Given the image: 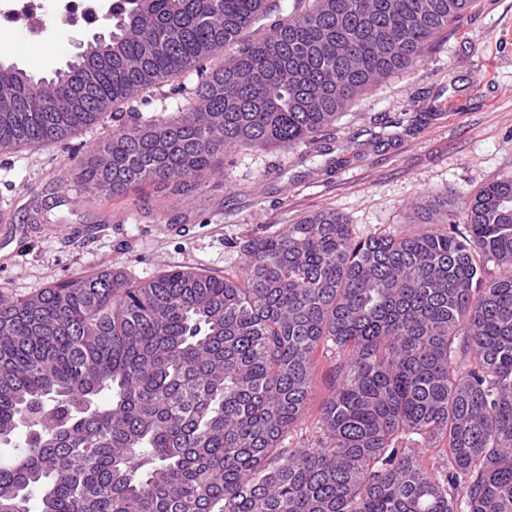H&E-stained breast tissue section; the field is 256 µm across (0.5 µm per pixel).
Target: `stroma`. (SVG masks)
<instances>
[{
    "mask_svg": "<svg viewBox=\"0 0 512 512\" xmlns=\"http://www.w3.org/2000/svg\"><path fill=\"white\" fill-rule=\"evenodd\" d=\"M49 19L40 40L0 37L9 64L35 77L76 59L103 23ZM112 120L84 128L69 146L0 154V296L22 298L68 279L121 271L147 280L171 269L238 273L241 249L281 225L329 209L365 237L408 227L410 204L473 194L512 176V0H473L438 34L414 69L358 96L330 138L298 150L267 149L225 163L201 204L151 185L118 195L61 188L71 149L111 134Z\"/></svg>",
    "mask_w": 512,
    "mask_h": 512,
    "instance_id": "35a3bbf8",
    "label": "stroma"
}]
</instances>
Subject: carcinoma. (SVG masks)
I'll list each match as a JSON object with an SVG mask.
<instances>
[{
    "mask_svg": "<svg viewBox=\"0 0 512 512\" xmlns=\"http://www.w3.org/2000/svg\"><path fill=\"white\" fill-rule=\"evenodd\" d=\"M471 6L122 0L76 62L0 81V151L127 110L79 189L198 201L229 157L316 143ZM186 74L171 117L133 107ZM412 223L357 238L320 211L248 241L240 276L110 271L0 297V445L24 434L0 453V512H512V177ZM319 352L333 389L298 447ZM442 442L426 467L417 448Z\"/></svg>",
    "mask_w": 512,
    "mask_h": 512,
    "instance_id": "obj_1",
    "label": "carcinoma"
}]
</instances>
